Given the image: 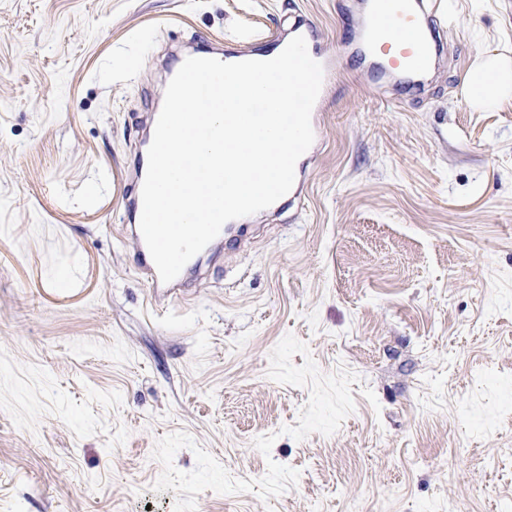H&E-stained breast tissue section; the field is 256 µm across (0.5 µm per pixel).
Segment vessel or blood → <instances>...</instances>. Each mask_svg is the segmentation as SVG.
Returning <instances> with one entry per match:
<instances>
[{"instance_id": "1", "label": "vessel or blood", "mask_w": 512, "mask_h": 512, "mask_svg": "<svg viewBox=\"0 0 512 512\" xmlns=\"http://www.w3.org/2000/svg\"><path fill=\"white\" fill-rule=\"evenodd\" d=\"M362 26L347 45L330 49L324 44L319 29L303 11H296L290 25L280 28L278 41L290 35L303 37L310 56L323 67L324 84H332L340 73L344 55L354 54L368 60L376 70L389 75L402 87L418 86L435 67L445 50L439 13L434 0H359ZM311 161L303 156L297 163L295 182L286 202H274L269 213H279L283 205L300 204L304 198L305 173ZM142 197L134 195L126 211V231L141 256L139 275L153 299L173 295L184 287L183 277L165 283L159 278L152 257L140 232Z\"/></svg>"}]
</instances>
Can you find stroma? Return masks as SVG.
Wrapping results in <instances>:
<instances>
[{"mask_svg": "<svg viewBox=\"0 0 512 512\" xmlns=\"http://www.w3.org/2000/svg\"><path fill=\"white\" fill-rule=\"evenodd\" d=\"M445 66L398 101L348 60L299 209L255 215L188 293L149 308L120 217L174 43H237L347 0H0V512H173L157 440L236 479L197 512H500L512 505V96L464 101L512 57V0H447ZM354 372V410L298 441L310 391L268 376L285 335ZM305 355V356H308ZM305 356L294 355V365ZM275 435L269 455L253 445ZM512 90V62L506 55L487 53L473 67L466 100L478 107L493 105Z\"/></svg>", "mask_w": 512, "mask_h": 512, "instance_id": "obj_1", "label": "stroma"}]
</instances>
